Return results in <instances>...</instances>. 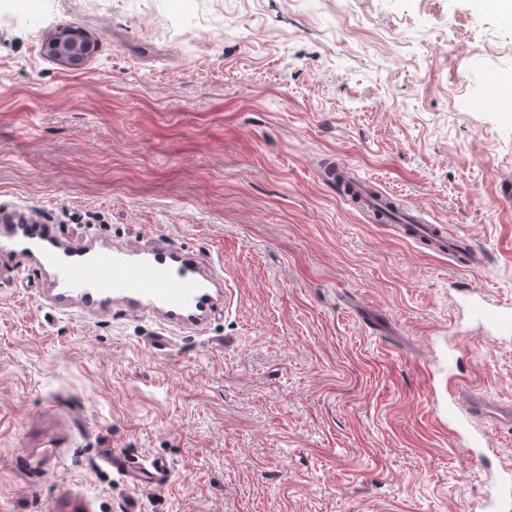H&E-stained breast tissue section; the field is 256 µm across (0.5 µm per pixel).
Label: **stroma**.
Returning a JSON list of instances; mask_svg holds the SVG:
<instances>
[{"instance_id":"stroma-1","label":"stroma","mask_w":512,"mask_h":512,"mask_svg":"<svg viewBox=\"0 0 512 512\" xmlns=\"http://www.w3.org/2000/svg\"><path fill=\"white\" fill-rule=\"evenodd\" d=\"M0 0V512H472L440 407L457 281L512 304V25L474 0ZM81 27V69L47 38ZM343 161L484 256L316 178ZM52 227L25 253L12 218ZM203 278V305L57 287L47 255ZM460 371L512 404V342ZM126 467L166 460L133 483ZM512 86L499 80L495 73H487L483 79V94L478 100L477 108H482L492 100L511 97Z\"/></svg>"}]
</instances>
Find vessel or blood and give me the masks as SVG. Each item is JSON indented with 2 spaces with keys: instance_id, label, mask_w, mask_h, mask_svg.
<instances>
[{
  "instance_id": "1",
  "label": "vessel or blood",
  "mask_w": 512,
  "mask_h": 512,
  "mask_svg": "<svg viewBox=\"0 0 512 512\" xmlns=\"http://www.w3.org/2000/svg\"><path fill=\"white\" fill-rule=\"evenodd\" d=\"M512 96V86L499 80L496 74H486L480 105ZM318 178L352 200L372 223L380 224L393 210H402L401 231L405 237L425 243L438 254L455 257L456 253L470 250L466 236H446L441 225L424 220L418 209L406 206L395 195L379 193L367 179L355 177L352 167L344 162H332L320 168ZM58 278L65 287L86 294L111 295L122 291L134 293L146 301L161 298L174 304L195 298L200 288L196 279L187 275H172L163 263L132 265L123 262L111 252L101 251L83 265H62ZM466 314L469 327L462 338L480 337L488 341L503 342L512 339V304L495 301L476 290L465 291L458 304ZM466 383L450 379L448 390V430L466 454L474 455L477 463L487 460L481 449L487 444L486 435L476 428V421L488 425L512 424V405L498 404L466 392ZM482 512H512V465L506 464L487 476L485 490L480 498Z\"/></svg>"
}]
</instances>
